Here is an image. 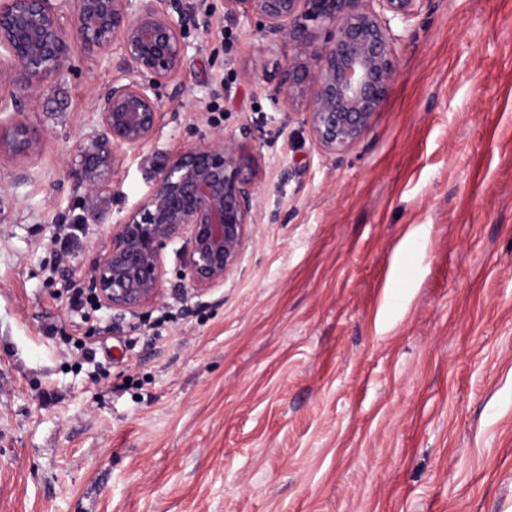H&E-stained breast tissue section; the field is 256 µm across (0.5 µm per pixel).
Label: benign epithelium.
<instances>
[{
    "instance_id": "benign-epithelium-1",
    "label": "benign epithelium",
    "mask_w": 512,
    "mask_h": 512,
    "mask_svg": "<svg viewBox=\"0 0 512 512\" xmlns=\"http://www.w3.org/2000/svg\"><path fill=\"white\" fill-rule=\"evenodd\" d=\"M378 3L373 9L369 3ZM172 0H74L79 44L66 35L64 4L0 0V52L12 86L0 112L19 113L64 71L75 47L119 54L125 74L99 92L97 137L77 170L88 192L106 185L123 146L144 147L161 113L154 86L173 78L184 58ZM421 0H224V14L256 19L265 35L292 45L280 71L282 106L304 115L329 156L348 152L369 131L396 75L394 19L415 15ZM324 36H319V31ZM148 81L142 82L140 78ZM37 131L0 120V147L28 158ZM262 170L250 145L219 136L188 147L159 168L149 193L110 236L91 284L115 315L136 316L163 294L164 249L175 242L182 276L202 294L238 269L257 223Z\"/></svg>"
}]
</instances>
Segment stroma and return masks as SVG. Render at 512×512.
<instances>
[{
  "instance_id": "35a3bbf8",
  "label": "stroma",
  "mask_w": 512,
  "mask_h": 512,
  "mask_svg": "<svg viewBox=\"0 0 512 512\" xmlns=\"http://www.w3.org/2000/svg\"><path fill=\"white\" fill-rule=\"evenodd\" d=\"M179 3L160 128L103 192L74 173L118 55L74 49L22 113L34 159L0 150V512H512V0L392 20L395 80L335 157L282 110L291 45ZM219 135L263 171L239 269L197 294L166 248L158 303L100 310L93 374L64 285L91 282L158 168Z\"/></svg>"
}]
</instances>
